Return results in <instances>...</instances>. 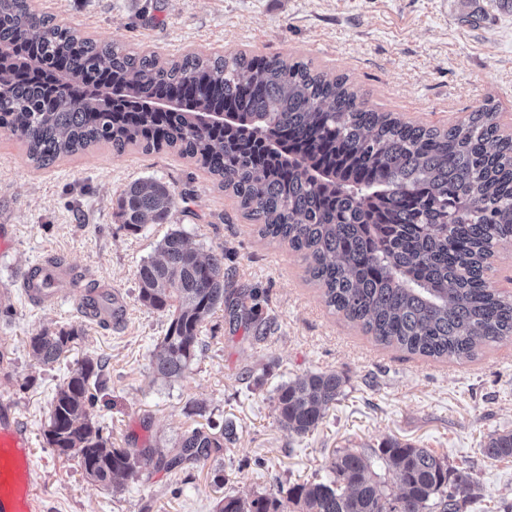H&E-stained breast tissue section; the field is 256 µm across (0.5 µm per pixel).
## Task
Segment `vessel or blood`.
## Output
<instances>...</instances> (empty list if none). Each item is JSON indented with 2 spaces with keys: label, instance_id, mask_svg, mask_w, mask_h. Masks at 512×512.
<instances>
[{
  "label": "vessel or blood",
  "instance_id": "b4317fda",
  "mask_svg": "<svg viewBox=\"0 0 512 512\" xmlns=\"http://www.w3.org/2000/svg\"><path fill=\"white\" fill-rule=\"evenodd\" d=\"M12 501L13 512H34L31 437L7 405H0V503Z\"/></svg>",
  "mask_w": 512,
  "mask_h": 512
}]
</instances>
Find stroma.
<instances>
[{
  "label": "stroma",
  "mask_w": 512,
  "mask_h": 512,
  "mask_svg": "<svg viewBox=\"0 0 512 512\" xmlns=\"http://www.w3.org/2000/svg\"><path fill=\"white\" fill-rule=\"evenodd\" d=\"M38 13L102 42L161 57L245 52L301 59L346 75L370 108L444 129L484 104L512 130V5L506 0H35ZM165 183L177 202L170 224L126 230L119 200L133 181ZM201 253L223 252L227 288L256 302L258 321L219 308L185 377L155 378L152 360L168 314L138 300L137 270L169 228ZM61 260L60 304L28 299L22 275ZM93 281L118 316L85 317L78 300ZM0 397L32 436L33 485L42 512H216L233 495L288 490L323 475L335 450L369 452L391 440L426 448L467 469L479 489L466 512L512 507V458L486 459L489 434L512 431V342L475 359H434L385 347L326 307L287 246L260 239L235 200L194 160L172 150L87 155L32 166L20 137L0 128ZM84 337L53 366L29 348L37 331L68 327ZM101 357L106 389L94 413L116 448L172 449L180 435L233 421L238 439L206 465L184 464L119 487L88 480L49 448V410L76 361ZM332 371L344 394L320 426L300 437L277 421L275 388Z\"/></svg>",
  "instance_id": "stroma-1"
}]
</instances>
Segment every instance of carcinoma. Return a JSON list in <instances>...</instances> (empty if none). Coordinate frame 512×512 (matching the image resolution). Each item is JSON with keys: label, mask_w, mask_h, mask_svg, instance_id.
<instances>
[{"label": "carcinoma", "mask_w": 512, "mask_h": 512, "mask_svg": "<svg viewBox=\"0 0 512 512\" xmlns=\"http://www.w3.org/2000/svg\"><path fill=\"white\" fill-rule=\"evenodd\" d=\"M117 93L101 104L102 83ZM0 127L19 134L44 167L105 143L121 154L175 149L229 192L258 234L306 262L327 307L375 341L433 358L471 359L482 345L512 340V299L488 285V259L512 242V135L482 106L446 129L376 112L343 75L310 62L249 57L162 60L118 41L100 43L39 15L34 0H0ZM232 112L238 125L206 122ZM124 227L169 223L175 196L157 180L135 181L120 203ZM137 272L138 300L170 316L153 358L156 378L191 369L206 319L224 304V253L200 254L172 230ZM90 317L110 308L96 293ZM70 327L30 337L51 367L81 337ZM102 361L87 355L57 389L47 443L77 460L87 478L118 486L206 463L237 427L195 428L158 448H114L95 418ZM343 394L334 372L275 389L277 420L297 436L315 431ZM492 461L512 457V432L483 444ZM392 474V483L381 472ZM477 498L469 473L427 448L391 440L372 452L343 449L325 475L288 489L286 500L226 496L217 512H464Z\"/></svg>", "instance_id": "cac0c4a2"}]
</instances>
